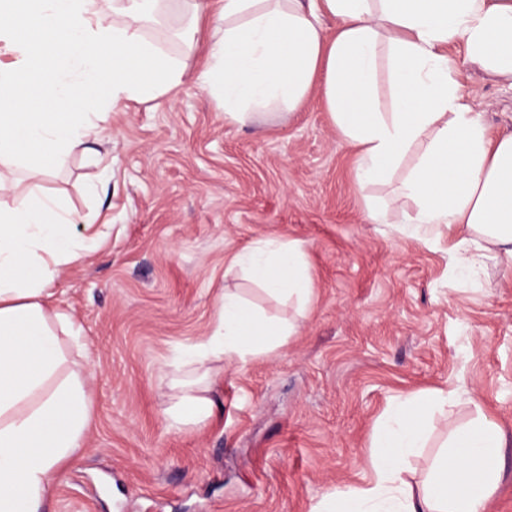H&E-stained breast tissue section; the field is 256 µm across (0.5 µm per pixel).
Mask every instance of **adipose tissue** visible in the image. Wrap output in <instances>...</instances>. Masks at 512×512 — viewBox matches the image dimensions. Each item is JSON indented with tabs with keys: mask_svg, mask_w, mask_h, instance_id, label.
<instances>
[{
	"mask_svg": "<svg viewBox=\"0 0 512 512\" xmlns=\"http://www.w3.org/2000/svg\"><path fill=\"white\" fill-rule=\"evenodd\" d=\"M164 0H0V512H41L79 457L92 412L71 350L82 328L50 308L49 288L98 241L93 214L41 191L40 180L69 156L89 153L91 104L116 108L182 85L185 68L147 40ZM185 15L217 22L200 80L218 94L224 120L240 126L276 109L288 121L318 90L333 124L357 150L359 184L404 177L413 202L408 233L448 240L450 272L478 277L487 259L512 271V133L495 135L455 78L444 48L464 39L472 61L512 83V0H183ZM336 21L327 34L324 17ZM385 74L389 101L377 91ZM83 225L78 237L72 229ZM231 268L269 294L310 304L313 288L300 241L236 251ZM292 322L248 307L225 289L215 326L188 349L201 372L174 381L171 426L206 420V362L245 365L292 336ZM433 392L392 403L371 442L372 480L330 488L312 512H484L500 479L505 433L485 417L451 430L427 486L404 474L428 440Z\"/></svg>",
	"mask_w": 512,
	"mask_h": 512,
	"instance_id": "adipose-tissue-1",
	"label": "adipose tissue"
}]
</instances>
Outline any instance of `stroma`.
<instances>
[{
	"label": "stroma",
	"mask_w": 512,
	"mask_h": 512,
	"mask_svg": "<svg viewBox=\"0 0 512 512\" xmlns=\"http://www.w3.org/2000/svg\"><path fill=\"white\" fill-rule=\"evenodd\" d=\"M213 28L200 20L187 43L167 24L146 25L190 81L98 120L89 145L112 174L95 195L92 156H70L43 184L97 212L100 236L51 286L84 329L92 421L44 512H311L329 488L370 479L375 427L412 393L459 398L435 416L410 483L426 476L449 423L482 412L512 429V272L490 263L469 282L450 273L442 248L406 234L402 210L369 223L368 204L397 186H360L357 152L318 93L285 123H225L196 81ZM448 54L492 132L512 131V86L470 61L465 40ZM264 239L302 242L314 289L306 312L230 270L233 252ZM227 287L299 330L244 366L213 362L211 416L171 428L177 357L210 334Z\"/></svg>",
	"instance_id": "obj_1"
}]
</instances>
